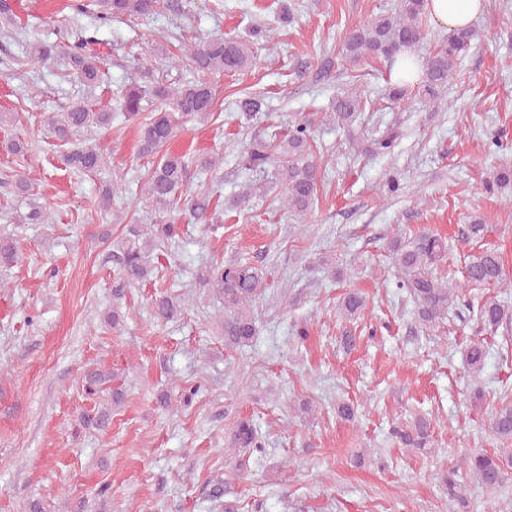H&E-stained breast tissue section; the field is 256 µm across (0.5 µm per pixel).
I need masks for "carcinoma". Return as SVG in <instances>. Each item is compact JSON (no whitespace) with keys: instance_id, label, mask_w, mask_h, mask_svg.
I'll return each mask as SVG.
<instances>
[{"instance_id":"cac0c4a2","label":"carcinoma","mask_w":512,"mask_h":512,"mask_svg":"<svg viewBox=\"0 0 512 512\" xmlns=\"http://www.w3.org/2000/svg\"><path fill=\"white\" fill-rule=\"evenodd\" d=\"M20 0H0V29L15 26L19 19ZM426 0H398L396 9L379 15L365 25L351 30L344 38L345 56L355 62L367 55L395 58L402 48L413 49L422 45L427 33L423 27ZM169 6L168 0H67L61 12L69 24L54 31L55 40L37 41L33 44L29 59L43 62L57 57L67 60L71 74L88 88L97 86L102 77L101 65L104 54L102 42L97 38L99 29L121 16L147 18L160 8ZM93 21L89 26L79 24L81 18ZM475 30L467 27L448 36L446 43L425 61L423 94L435 96L448 85L454 67L471 47ZM255 63L251 42L212 38L183 49L172 66L197 75L177 85L159 83H134L117 88L115 100L126 120L137 118L145 111L144 103L154 99L161 101L150 120L139 129L138 151L143 157L153 159L152 167L143 176L138 202L152 215L150 224H128L123 238L116 244L120 264L118 277L112 289L113 300L124 297L126 289L149 280L154 268L149 261V248L176 241L180 235L177 213L189 211L195 219L207 214L213 195H187L189 168L196 165L207 171L215 167L210 158L188 157L168 150L171 141L183 126L210 115L215 93L205 76L212 73L240 72ZM361 111L360 96L351 93L336 103L334 118L339 125L350 127ZM112 124V113L97 110L85 100L71 103L63 111L48 117V125L55 136L69 140L76 132L105 128ZM311 121H297L288 133L273 140H259L249 144L243 160L245 168L270 178V182L282 187V207L298 221H305L318 199L320 172L313 159L310 144ZM65 163L74 169L93 172L104 166L106 155L95 145H84L69 151ZM127 192L125 183L115 180L102 190L97 207L107 209L112 198ZM28 224H49L53 212L36 198L29 200V210L24 216ZM447 244L432 233H422L404 242L398 238L391 242L392 259L396 269V287L406 290L417 305V317L422 328L436 326L448 313V308L459 296L458 285H452L437 276L438 263L446 256ZM16 241L0 237V266H10L18 261ZM198 284L211 291L224 303V343L238 348L248 345L255 335V325L249 307L262 288V275L247 262L237 261L229 265H213L201 270ZM495 286L511 288L500 254L485 250L474 256L467 265L464 286ZM183 299L162 295L153 300L154 316L171 321L181 311ZM365 305L357 292L345 294L342 310L354 316ZM479 320L485 326L499 329L512 324V311L494 299L484 301L478 308ZM487 350L484 344L475 342L466 352V361L474 374L482 372ZM85 390L94 395L111 392L112 405L122 404L125 395L120 386H109L117 380L112 371L94 369L85 377ZM112 420V409L99 408L93 413L79 416V424L85 429L103 430ZM490 427L501 439H512V403H507L492 414ZM430 419L419 416L404 426L393 430L398 442L405 448L423 450L431 443ZM232 446L257 449L260 440L252 420L237 423L232 436ZM465 464L477 480L491 491L505 481L506 467L512 465V454L501 456L475 454L465 458Z\"/></svg>"}]
</instances>
